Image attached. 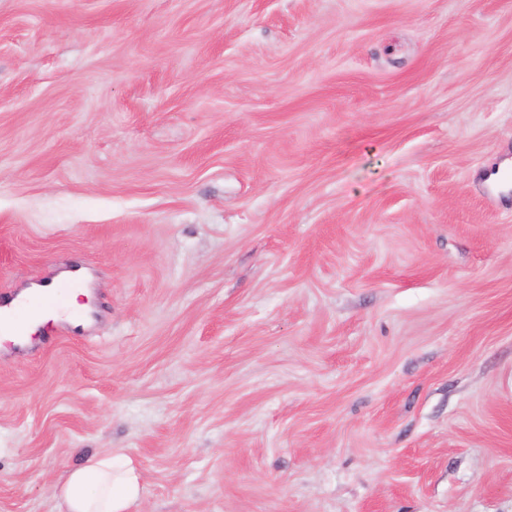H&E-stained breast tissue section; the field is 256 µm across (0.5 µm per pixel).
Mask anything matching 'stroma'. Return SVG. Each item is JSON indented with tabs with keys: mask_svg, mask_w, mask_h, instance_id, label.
I'll return each mask as SVG.
<instances>
[{
	"mask_svg": "<svg viewBox=\"0 0 512 512\" xmlns=\"http://www.w3.org/2000/svg\"><path fill=\"white\" fill-rule=\"evenodd\" d=\"M512 0H0V512H512ZM73 277H79L82 280H85L86 278H88L85 271L81 268L64 271L59 276L54 278V280H52L51 283H49V284H33L30 288H27L24 292H22L20 295H18L17 298H15L14 300H11L9 302L10 306L13 307V306L17 305L21 301L30 298L36 292H51V290L56 287L58 280H69ZM10 306H6V305H4V307L1 306L2 307V309L0 308L1 314H2V312L7 314L11 309ZM68 287H60L56 292L39 297L33 302L27 301L24 305H19L18 308L12 313L13 322L20 326L23 324L30 311L34 308L41 307H62L67 301V289ZM67 308H68V305L63 308H54L55 312H50L44 316H43V312L37 314L36 316H34L33 318L30 319V321L27 325L26 332L24 333L23 336H15L12 333V330H10L8 328H4L1 333V335H2L1 338H3V340H5V341H12L15 344H24L29 341L30 334L35 332L36 329L40 325H42L44 322H46L49 319H52L54 321L64 319L71 323L79 324L80 322H76L77 320L75 318H73L69 314H66ZM58 311H62V312H58ZM54 491L61 512H127L141 496L142 479L125 454L110 450L68 470Z\"/></svg>",
	"mask_w": 512,
	"mask_h": 512,
	"instance_id": "obj_1",
	"label": "stroma"
}]
</instances>
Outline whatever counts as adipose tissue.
Listing matches in <instances>:
<instances>
[{"mask_svg": "<svg viewBox=\"0 0 512 512\" xmlns=\"http://www.w3.org/2000/svg\"><path fill=\"white\" fill-rule=\"evenodd\" d=\"M142 492V479L131 460L111 450L68 470L55 487L62 512H127Z\"/></svg>", "mask_w": 512, "mask_h": 512, "instance_id": "obj_1", "label": "adipose tissue"}]
</instances>
